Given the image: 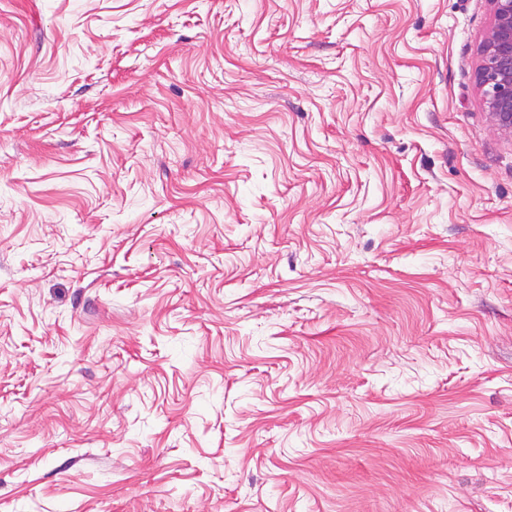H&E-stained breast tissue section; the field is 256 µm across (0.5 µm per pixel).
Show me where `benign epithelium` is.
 I'll use <instances>...</instances> for the list:
<instances>
[{
    "label": "benign epithelium",
    "instance_id": "1",
    "mask_svg": "<svg viewBox=\"0 0 512 512\" xmlns=\"http://www.w3.org/2000/svg\"><path fill=\"white\" fill-rule=\"evenodd\" d=\"M491 25L479 47L476 86L500 130L512 135V0H488Z\"/></svg>",
    "mask_w": 512,
    "mask_h": 512
}]
</instances>
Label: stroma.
<instances>
[{
  "instance_id": "obj_1",
  "label": "stroma",
  "mask_w": 512,
  "mask_h": 512,
  "mask_svg": "<svg viewBox=\"0 0 512 512\" xmlns=\"http://www.w3.org/2000/svg\"><path fill=\"white\" fill-rule=\"evenodd\" d=\"M488 0H0V512H512Z\"/></svg>"
}]
</instances>
